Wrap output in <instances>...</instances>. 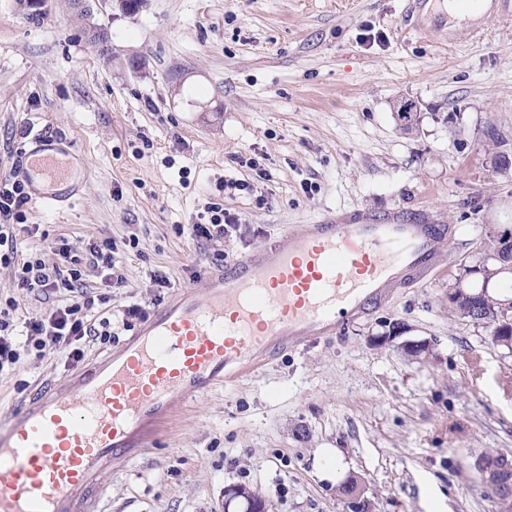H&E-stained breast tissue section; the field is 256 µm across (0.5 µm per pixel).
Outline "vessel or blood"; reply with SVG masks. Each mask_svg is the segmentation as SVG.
Wrapping results in <instances>:
<instances>
[{
  "label": "vessel or blood",
  "mask_w": 512,
  "mask_h": 512,
  "mask_svg": "<svg viewBox=\"0 0 512 512\" xmlns=\"http://www.w3.org/2000/svg\"><path fill=\"white\" fill-rule=\"evenodd\" d=\"M39 199L72 195L66 155L42 145ZM454 230L425 216L352 215L293 226L154 308L115 352L46 387L0 425V512H96L97 475L135 431L232 381L266 354L336 335L445 267Z\"/></svg>",
  "instance_id": "1"
}]
</instances>
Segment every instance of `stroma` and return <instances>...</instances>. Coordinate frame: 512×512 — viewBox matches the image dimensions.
I'll return each instance as SVG.
<instances>
[{
    "label": "stroma",
    "instance_id": "35a3bbf8",
    "mask_svg": "<svg viewBox=\"0 0 512 512\" xmlns=\"http://www.w3.org/2000/svg\"><path fill=\"white\" fill-rule=\"evenodd\" d=\"M92 25L110 34V59L89 44ZM483 25L473 39L408 0H145L87 17L48 0L34 23L0 0V178L24 181L45 134L83 171L69 204L22 206L17 223L39 232L20 234L21 249L51 264L60 236L83 259L90 243L116 246L122 284L82 265L107 298L93 318L111 323L86 360L130 337L125 306L204 293L211 272L290 225L416 212L456 228L442 274L146 428L100 473V512H224L238 487L268 512H350L349 480L364 512H512L474 466L512 462V352L448 303L489 238L512 232V20ZM230 179L245 190L225 192ZM211 203L241 226L199 245L188 226ZM16 274L0 265V307L14 300L18 315L71 297L17 290ZM393 322L426 352L376 346ZM75 371L62 350H22L0 372V418ZM326 448L341 459L333 482L318 472Z\"/></svg>",
    "mask_w": 512,
    "mask_h": 512
}]
</instances>
